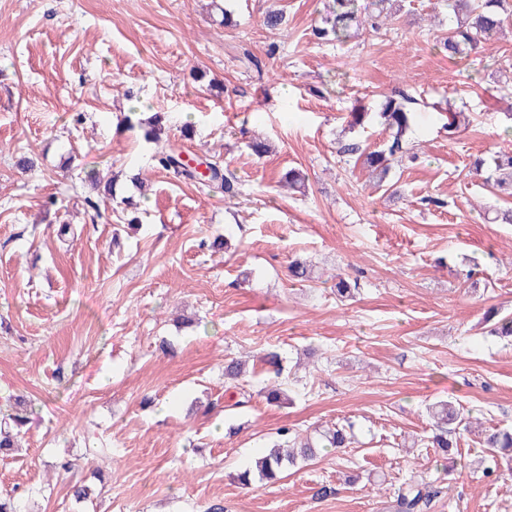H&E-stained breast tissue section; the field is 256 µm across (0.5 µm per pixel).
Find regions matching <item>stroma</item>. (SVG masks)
Segmentation results:
<instances>
[{"mask_svg": "<svg viewBox=\"0 0 512 512\" xmlns=\"http://www.w3.org/2000/svg\"><path fill=\"white\" fill-rule=\"evenodd\" d=\"M330 3L0 0V416L32 406L0 455V496L22 512H393L411 475L438 488L430 512H512V460L481 443L512 429V342L485 321L512 314V224L494 222L500 201L472 171L512 152V24L451 59L442 0H403L387 28L342 43L313 34ZM273 9L286 22L272 30ZM402 90L419 157L393 163L395 198L339 148L382 146V125L353 131L348 116ZM450 105L469 119L453 138ZM135 106L167 113L187 154L216 153L241 195L156 167L154 145L120 127ZM291 168L305 193L281 188ZM92 173L116 177L119 198L97 197ZM136 174L148 191L127 228ZM217 233L227 252L200 249ZM298 257L310 281L290 280ZM270 351L278 406L263 397ZM233 358L246 371L230 381ZM440 400L472 422L446 457L424 443ZM336 423L351 447L234 482L280 428ZM323 485L335 495L316 498Z\"/></svg>", "mask_w": 512, "mask_h": 512, "instance_id": "35a3bbf8", "label": "stroma"}]
</instances>
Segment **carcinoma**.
Wrapping results in <instances>:
<instances>
[{"label":"carcinoma","instance_id":"1","mask_svg":"<svg viewBox=\"0 0 512 512\" xmlns=\"http://www.w3.org/2000/svg\"><path fill=\"white\" fill-rule=\"evenodd\" d=\"M399 0H333L332 10L325 18V27L315 29L317 37L333 36L338 42L351 37L352 30L368 26L377 31L390 24L398 10L394 5ZM512 19V0H448V30L439 41L437 48L448 54L450 58H465L478 51L482 45L496 36L504 27L505 22ZM415 103L411 96H400V99L387 97L380 105L378 112H354L350 126L363 125L378 121L390 131V139L383 148L373 151H362L356 144L344 146V151L363 159L368 168L373 184L382 187L388 184L391 161L408 153L407 134L411 130L414 113L408 105ZM123 124L128 130L138 129L143 132L146 141L155 144L157 155L155 160L164 170L191 181L199 180L200 174L182 161L181 150L174 147L170 139V127L159 114L142 119L140 113L129 112ZM494 174L485 178L488 191L495 196L512 197V153H502L494 161ZM210 174L205 183L210 187L224 190V195L235 198L239 194L235 176L224 172L214 161H209ZM290 276L305 282L311 279L309 265L295 259L289 264ZM434 420V432L428 443L431 447L446 453L453 447L450 439L451 431L447 425L457 422L460 418L459 409L452 401H440L431 408ZM27 417L17 412L10 415L9 421L0 425V451L13 447V432L25 425ZM352 435L343 426H334L318 432V438L310 437L300 445L287 451L281 450L276 444L266 454L255 461V467L246 468L234 475V480L243 486L251 485L255 480H274L288 466L301 459L311 460L316 456L318 448H345L351 444ZM483 445L486 448H497L500 451L512 452V432L494 431L485 435ZM429 485L423 482L410 481L398 490L394 512H425L430 501Z\"/></svg>","mask_w":512,"mask_h":512}]
</instances>
